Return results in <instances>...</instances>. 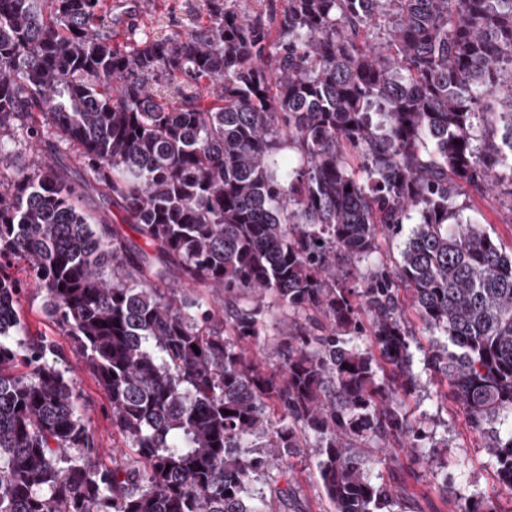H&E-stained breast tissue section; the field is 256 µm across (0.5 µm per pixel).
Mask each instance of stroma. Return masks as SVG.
I'll return each mask as SVG.
<instances>
[{
	"label": "stroma",
	"instance_id": "1",
	"mask_svg": "<svg viewBox=\"0 0 512 512\" xmlns=\"http://www.w3.org/2000/svg\"><path fill=\"white\" fill-rule=\"evenodd\" d=\"M117 20L118 39L134 42L158 37L175 30H187L204 23L208 11L204 0H107ZM16 167L31 160H65L73 180H81L83 170L71 151L55 140L36 144L21 140L11 147ZM462 220L479 224L503 248L512 249V189L499 186L478 192L470 187L459 191ZM44 294L26 289L21 300L22 318L31 333L54 340L61 350L57 360L76 382L86 404L85 418L92 429L101 458L108 466L131 467L137 460L122 436L112 427V403L71 346V339L42 312ZM411 330L412 372L415 388L401 400L414 428L423 435L435 465H427L416 453L410 439H402L397 450L398 466L379 465L372 472L377 483L391 486L396 493L394 512H463L466 503L480 500L495 512H512V488L500 479L496 463L484 450V437L468 422L465 411L455 401L447 380L424 363V353L432 338L430 329L414 309H407ZM447 447H440V439ZM285 478L278 483L259 480L257 489L266 495L270 512H335L318 478L316 460L307 451H298L284 461Z\"/></svg>",
	"mask_w": 512,
	"mask_h": 512
}]
</instances>
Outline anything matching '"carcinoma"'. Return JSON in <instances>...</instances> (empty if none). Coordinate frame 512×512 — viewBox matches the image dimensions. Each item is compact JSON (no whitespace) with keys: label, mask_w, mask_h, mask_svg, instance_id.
Masks as SVG:
<instances>
[{"label":"carcinoma","mask_w":512,"mask_h":512,"mask_svg":"<svg viewBox=\"0 0 512 512\" xmlns=\"http://www.w3.org/2000/svg\"><path fill=\"white\" fill-rule=\"evenodd\" d=\"M104 2L0 0V512H266L252 481L300 448L336 512H384L363 448L417 437L407 299L512 486V251L455 201L512 186V0H207L206 24L132 46ZM16 122L73 151L102 211L56 165L12 164ZM405 224L399 268L371 261ZM29 284L137 466L99 461L22 320ZM276 306L270 370L249 352Z\"/></svg>","instance_id":"1"}]
</instances>
